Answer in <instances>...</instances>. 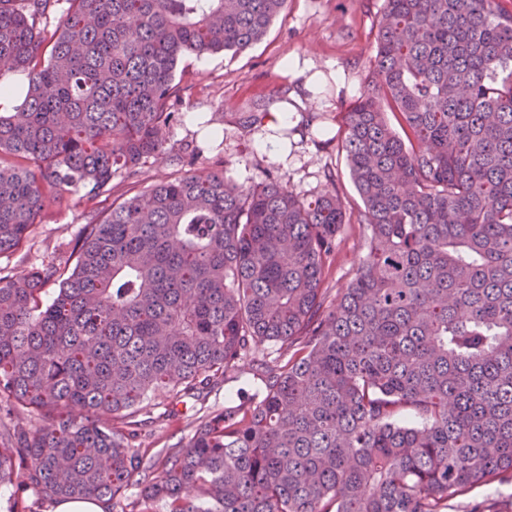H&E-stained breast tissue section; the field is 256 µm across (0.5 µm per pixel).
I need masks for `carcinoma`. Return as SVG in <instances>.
<instances>
[{
    "label": "carcinoma",
    "instance_id": "obj_1",
    "mask_svg": "<svg viewBox=\"0 0 512 512\" xmlns=\"http://www.w3.org/2000/svg\"><path fill=\"white\" fill-rule=\"evenodd\" d=\"M287 2L0 0V89L24 95L0 258L46 195L106 200L162 154L182 60L247 50ZM374 68L341 142L370 241L336 304L343 198L242 188L198 147L82 225L72 267L0 266V414L39 416L0 432L18 512H444L512 482V12L384 0ZM265 343L259 400L141 451L157 393L198 401ZM105 505L100 499L93 497L83 500H66L59 504L53 503L46 510L54 512L56 507L55 512H104Z\"/></svg>",
    "mask_w": 512,
    "mask_h": 512
}]
</instances>
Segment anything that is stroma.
I'll return each mask as SVG.
<instances>
[{"instance_id": "stroma-1", "label": "stroma", "mask_w": 512, "mask_h": 512, "mask_svg": "<svg viewBox=\"0 0 512 512\" xmlns=\"http://www.w3.org/2000/svg\"><path fill=\"white\" fill-rule=\"evenodd\" d=\"M383 6L384 0H288L286 10L259 42L233 56L187 57L176 77L182 89L180 111L212 116L221 127L224 173L234 183L250 186L274 176L298 196L312 199L335 190L345 200L349 224L326 283L333 301L351 284L368 250L369 231L357 221L362 202L339 142L346 108L367 90L373 77ZM290 56L309 59L313 70L321 72L314 94L322 107L304 113L297 127L294 157L283 165L259 150L245 119L299 90L300 79L283 68L284 59ZM333 70L343 71L344 84L330 78ZM162 138L163 154L149 159L136 182L113 178L114 197L132 195L134 190L166 179L176 171L171 160L175 152L205 143L186 122L164 129ZM97 211V204L76 195L48 197L24 250L10 258V267L20 273L44 262L65 264L80 227ZM259 388L255 364L244 360L202 400L173 401L158 395L155 421L147 429L143 448L153 452L187 442L199 417L223 410Z\"/></svg>"}]
</instances>
